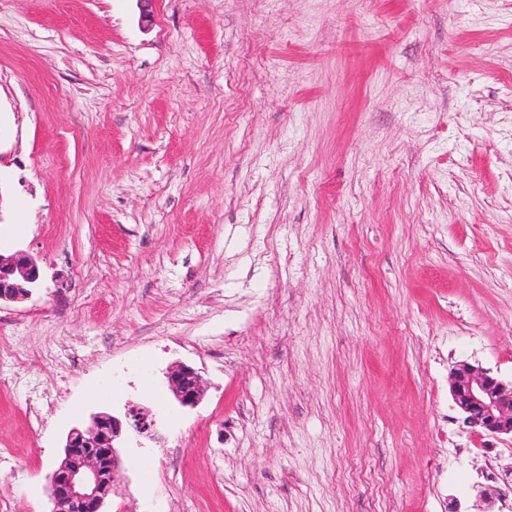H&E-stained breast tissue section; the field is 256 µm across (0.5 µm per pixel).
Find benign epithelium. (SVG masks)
<instances>
[{
  "instance_id": "obj_1",
  "label": "benign epithelium",
  "mask_w": 512,
  "mask_h": 512,
  "mask_svg": "<svg viewBox=\"0 0 512 512\" xmlns=\"http://www.w3.org/2000/svg\"><path fill=\"white\" fill-rule=\"evenodd\" d=\"M43 284L42 269L28 252L0 243V301L30 298ZM170 391L183 407H195L204 396L200 374L178 363L169 367ZM449 388L464 423L493 438H512V379L466 361L449 373ZM154 421L130 408L125 419L97 413L86 428L74 427L66 436L64 459L55 465L48 483L51 512H104L111 495L124 480L119 445L134 432L154 437Z\"/></svg>"
}]
</instances>
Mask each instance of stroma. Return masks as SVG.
Returning a JSON list of instances; mask_svg holds the SVG:
<instances>
[{
    "instance_id": "obj_1",
    "label": "stroma",
    "mask_w": 512,
    "mask_h": 512,
    "mask_svg": "<svg viewBox=\"0 0 512 512\" xmlns=\"http://www.w3.org/2000/svg\"><path fill=\"white\" fill-rule=\"evenodd\" d=\"M0 0V512L138 407L108 512H485L512 378V0ZM194 367L181 407L166 379ZM42 284L38 261L28 252L0 241V302L29 299ZM449 388L464 423L478 434L512 441V378L466 361L449 373ZM166 378L170 391L183 407H195L204 396L200 374L191 366L178 363L169 367Z\"/></svg>"
}]
</instances>
